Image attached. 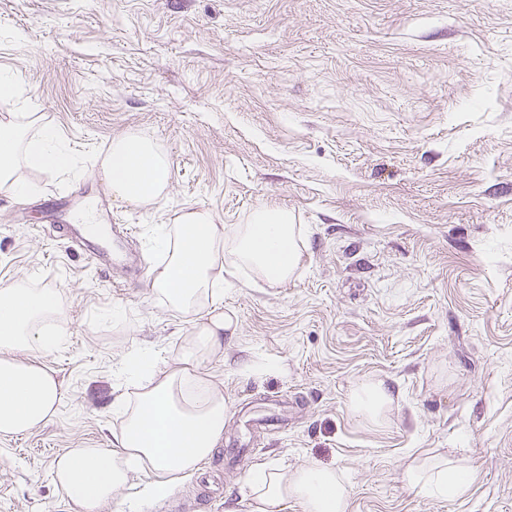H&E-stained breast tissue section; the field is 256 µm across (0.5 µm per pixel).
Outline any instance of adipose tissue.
<instances>
[{
	"label": "adipose tissue",
	"mask_w": 512,
	"mask_h": 512,
	"mask_svg": "<svg viewBox=\"0 0 512 512\" xmlns=\"http://www.w3.org/2000/svg\"><path fill=\"white\" fill-rule=\"evenodd\" d=\"M101 172L114 197L150 209L165 197L170 162L155 140L128 133L113 139ZM70 174L74 162L49 125L35 134L12 120H0V192L24 196L31 184L23 169ZM165 256L154 268L151 288L166 309L187 319L191 330L180 367L159 363L155 355L136 351L120 371L135 381L134 401L118 403L123 420L113 448H75L59 458L55 481L81 512H98L131 482L148 473V495L172 490L193 474L224 436L228 405L224 393L198 376L199 367L235 335L232 316L217 311L224 276L245 270L267 287L291 281L301 265L305 233L286 207L263 204L247 223L226 227L206 209L183 212L177 223L159 225L151 238ZM59 293L36 288L25 279L0 282V434L26 432L52 419L64 400L54 376L34 362L18 359L21 351L43 354L56 349L66 329ZM394 401L383 383L365 380L352 387L349 406L355 416L382 424ZM406 478L418 491L440 501L464 497L472 476L450 459L424 461ZM252 512H283L295 503L301 512H346L348 484L343 473L317 464L294 469L280 464L255 466L247 480Z\"/></svg>",
	"instance_id": "obj_1"
}]
</instances>
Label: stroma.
Segmentation results:
<instances>
[{"mask_svg":"<svg viewBox=\"0 0 512 512\" xmlns=\"http://www.w3.org/2000/svg\"><path fill=\"white\" fill-rule=\"evenodd\" d=\"M1 70L80 176L28 170L31 193H0V281L57 289L67 326L38 358L57 415L0 436V512H81L57 458L114 447L129 353L180 355L190 325L154 298L151 231L268 203L307 249L286 287L224 278L237 332L200 368L229 404L223 461L162 498L135 474L98 512H250L261 462L342 471L347 512H512V0H0ZM131 131L170 161L150 210L100 174ZM89 207L130 231L141 271L59 236ZM367 378L396 395L381 427L348 407ZM448 453L474 472L464 499L407 483L413 458Z\"/></svg>","mask_w":512,"mask_h":512,"instance_id":"stroma-1","label":"stroma"}]
</instances>
